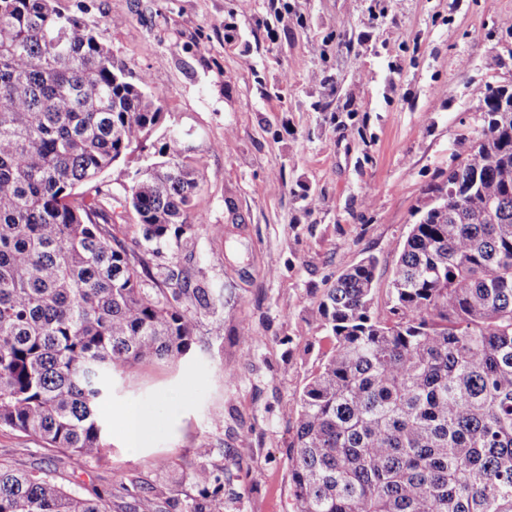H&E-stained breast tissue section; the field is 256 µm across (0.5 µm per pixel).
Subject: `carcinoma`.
<instances>
[{
	"instance_id": "obj_1",
	"label": "carcinoma",
	"mask_w": 512,
	"mask_h": 512,
	"mask_svg": "<svg viewBox=\"0 0 512 512\" xmlns=\"http://www.w3.org/2000/svg\"><path fill=\"white\" fill-rule=\"evenodd\" d=\"M142 76L60 0H0V427L101 460L102 374L175 362L212 293L146 256L192 239L199 188L175 139L121 197L99 178L161 119ZM398 248L388 308L376 261L319 304L331 349L291 413L294 512H512V91L489 89L481 130ZM134 213L137 253L117 236ZM188 508L149 488L134 512H211L224 480L181 472ZM0 512H107L103 499L0 464Z\"/></svg>"
}]
</instances>
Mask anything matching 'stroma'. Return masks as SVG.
<instances>
[{"instance_id":"obj_1","label":"stroma","mask_w":512,"mask_h":512,"mask_svg":"<svg viewBox=\"0 0 512 512\" xmlns=\"http://www.w3.org/2000/svg\"><path fill=\"white\" fill-rule=\"evenodd\" d=\"M62 0L132 75H147L162 119L199 176L191 241L150 260L187 267L213 306L175 364L110 373L100 413L105 460L73 464L36 437L0 428V463L48 474L109 512L166 486L189 504L181 470L224 472L219 512H292L287 404L331 348L319 303L343 270L378 260L386 302L397 247L482 125L489 88L512 85V0ZM249 346H242V332ZM156 408L127 447L122 417ZM176 461L159 471L156 460Z\"/></svg>"}]
</instances>
